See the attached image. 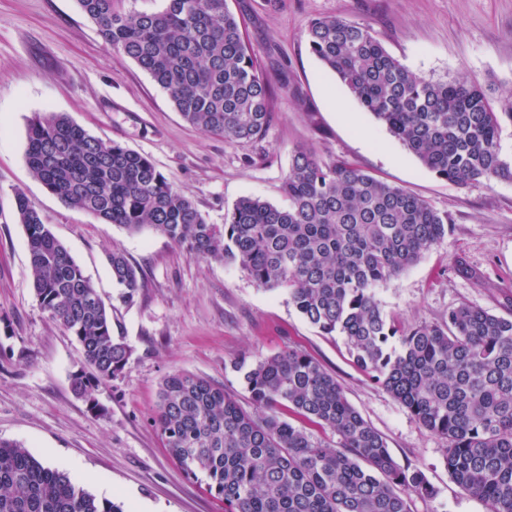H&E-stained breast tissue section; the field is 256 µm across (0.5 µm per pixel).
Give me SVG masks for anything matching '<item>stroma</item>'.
Here are the masks:
<instances>
[{
    "label": "stroma",
    "instance_id": "obj_1",
    "mask_svg": "<svg viewBox=\"0 0 512 512\" xmlns=\"http://www.w3.org/2000/svg\"><path fill=\"white\" fill-rule=\"evenodd\" d=\"M271 83L265 137L231 144L186 123L166 93L112 50L76 0H0V438L17 440L126 512H224L204 481L187 476L153 424L159 385L175 372L204 377L249 405L232 367L298 347L341 384L348 401L386 439L393 458L419 466L436 493L410 512H487L450 477L445 442L427 431L353 362L343 337L309 324L282 291L256 288L237 266L190 257L156 231L131 233L71 208L29 171L26 131L37 113L61 112L92 135L150 156L211 223L244 197L284 205L293 150L311 145L344 158L448 212L447 236L381 285L377 297L402 325L436 323L461 304L512 313V182L460 186L436 177L366 112L311 53L310 22L342 16L372 29L412 72L475 78L494 102L512 98V0H228ZM24 191L112 309V334L132 349L124 371L77 397L74 336L50 321L32 292L15 193ZM123 250L141 270L122 303L107 255ZM469 269L455 271L456 259ZM106 408L100 418L91 402Z\"/></svg>",
    "mask_w": 512,
    "mask_h": 512
}]
</instances>
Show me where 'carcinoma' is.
Returning <instances> with one entry per match:
<instances>
[{"label": "carcinoma", "instance_id": "obj_1", "mask_svg": "<svg viewBox=\"0 0 512 512\" xmlns=\"http://www.w3.org/2000/svg\"><path fill=\"white\" fill-rule=\"evenodd\" d=\"M102 40L163 89L184 120L231 143L261 139L271 88L242 21L227 0H165L158 12L122 11L116 0H76ZM312 53L429 171L466 186L512 181L501 137L512 102L496 109L476 79L434 80L392 56L371 29L344 17L313 20ZM31 174L66 205L129 232L151 228L188 255L239 267L254 285L281 290L325 335L344 337L354 363L445 441L455 483L512 512V316L462 304L442 322L400 326L377 289L448 235V212L343 158L294 150L285 206L244 197L212 224L153 160L106 143L63 113L28 123ZM17 219L27 241L33 295L74 336L83 368L79 397L116 377L132 350L112 336L108 308L24 192ZM112 280L131 303L138 269L108 254ZM242 374L251 409L197 375L161 383L154 425L183 472L204 477L224 512H409L431 497L426 475L392 457L384 437L347 400L336 377L299 348ZM289 409L340 437L323 441L290 423ZM0 512H124L76 486L17 441L0 439Z\"/></svg>", "mask_w": 512, "mask_h": 512}]
</instances>
